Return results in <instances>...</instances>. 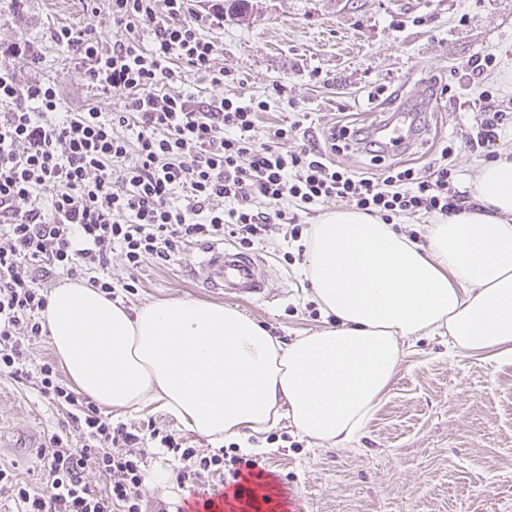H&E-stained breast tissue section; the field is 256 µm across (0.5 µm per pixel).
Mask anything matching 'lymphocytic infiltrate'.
Returning a JSON list of instances; mask_svg holds the SVG:
<instances>
[{
    "label": "lymphocytic infiltrate",
    "mask_w": 512,
    "mask_h": 512,
    "mask_svg": "<svg viewBox=\"0 0 512 512\" xmlns=\"http://www.w3.org/2000/svg\"><path fill=\"white\" fill-rule=\"evenodd\" d=\"M85 0L86 13L107 10L111 37L92 26L48 27L45 37L63 48L82 80L119 102L113 112L69 109L54 82L42 77L36 43L8 47L32 70L22 77L0 66V373L35 377L41 396L65 409L67 420L39 458L50 478L38 492L0 468L18 512H144L143 486L150 448L178 460L179 485L202 488L223 473L238 477L255 460L186 447L161 429L141 436L113 424L90 398L60 378L54 363L30 371L34 341L47 333L41 315L48 292L38 273L89 275L104 293L113 288L109 266L120 248L128 271L144 259L166 263L181 247L228 235L254 245L273 226L302 236L300 214L336 198L388 222L399 215L449 217L478 210L455 182L453 148L444 145L427 172L387 162L368 127L333 124L322 140L285 150L302 121L275 128L257 141L258 116L268 101L221 97L200 100L185 88L183 71L223 87L215 68L220 49L206 28L224 25L223 0ZM430 93L449 95L471 113L468 147L495 159L506 121L483 99L450 84ZM354 147L371 164L366 172L336 165L331 155ZM107 479L92 486L87 467Z\"/></svg>",
    "instance_id": "lymphocytic-infiltrate-1"
}]
</instances>
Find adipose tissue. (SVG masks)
<instances>
[{
	"label": "adipose tissue",
	"instance_id": "adipose-tissue-1",
	"mask_svg": "<svg viewBox=\"0 0 512 512\" xmlns=\"http://www.w3.org/2000/svg\"><path fill=\"white\" fill-rule=\"evenodd\" d=\"M479 210L430 225L420 246L395 225L336 211L311 226L303 271L334 325L284 342L237 309L172 299L128 307L81 280L49 296L51 344L77 389L108 410L153 402L213 441L281 421L344 445L391 384L405 343L512 353V160L483 164Z\"/></svg>",
	"mask_w": 512,
	"mask_h": 512
}]
</instances>
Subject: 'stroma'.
Wrapping results in <instances>:
<instances>
[{"label": "stroma", "instance_id": "stroma-1", "mask_svg": "<svg viewBox=\"0 0 512 512\" xmlns=\"http://www.w3.org/2000/svg\"><path fill=\"white\" fill-rule=\"evenodd\" d=\"M89 22L111 36L107 13L89 18L83 0H27L22 13L0 17V45L41 41L53 24ZM216 35L221 49L215 65L233 75L225 96L270 103L259 116L261 139L301 112L317 119L309 130L313 136L345 110L371 121L380 112L366 100L372 86L408 96L420 80L435 75L468 85L474 96L492 91L496 106L512 114V0H251L246 17L225 16ZM43 52V75L73 111H112V98L88 88L64 51L44 43ZM487 53L495 58L494 68L480 84L469 85L461 64ZM276 83L286 85L287 99L274 97ZM421 119L418 166L432 161L441 141L454 139L457 186L468 189L484 162L464 143L468 114L444 97ZM197 250L188 245L163 264L145 260L134 291L118 288L115 297L133 305L211 301L186 270ZM251 252L266 265L269 296L257 303L229 298L226 306L287 342L332 324L312 297L296 242L275 230ZM62 420L31 381L0 375V435L6 438L0 468L13 470L36 491L46 490L49 477L38 450ZM112 421L145 434L171 431L204 452L219 448L157 402L132 413L113 412ZM249 441L261 446L263 469L291 489L306 512H512V355L452 357L440 338L422 337L405 345L392 384L350 443L317 444L284 422ZM176 470L168 456L153 457L144 486L146 512L187 497Z\"/></svg>", "mask_w": 512, "mask_h": 512}]
</instances>
